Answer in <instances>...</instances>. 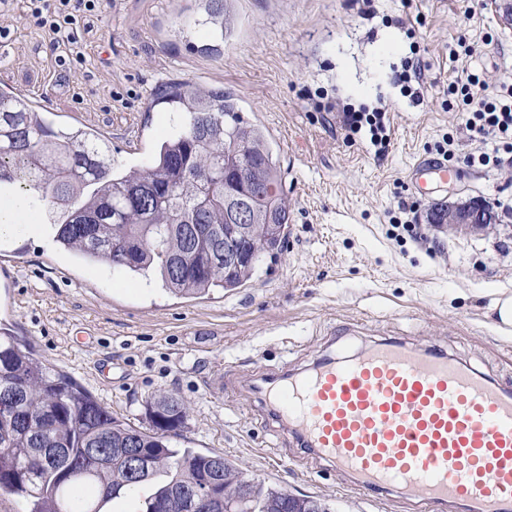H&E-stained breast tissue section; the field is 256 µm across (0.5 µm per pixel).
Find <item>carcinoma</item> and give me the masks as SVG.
Here are the masks:
<instances>
[{"label":"carcinoma","mask_w":512,"mask_h":512,"mask_svg":"<svg viewBox=\"0 0 512 512\" xmlns=\"http://www.w3.org/2000/svg\"><path fill=\"white\" fill-rule=\"evenodd\" d=\"M198 24L224 38L231 18L223 0H203ZM171 101L184 114L182 127L154 146L142 170L124 169L109 142L94 130H55L21 93L0 92V178L36 186L52 202L54 243L84 261L132 275L154 276L176 297L230 291L257 276L264 261L281 253L290 218L281 172L264 128L243 120L222 89L176 90ZM244 173L252 220L245 240L253 257L224 267L214 240L232 222L224 206V166ZM128 246V258L115 246ZM186 258L176 273L172 263ZM17 399L0 408V496L22 498L27 512H110V502L147 486L138 512H187L177 505L182 487L215 486L210 512H224V487L247 478L217 452L178 448L171 439L187 411L174 394L147 403L148 425L112 416L65 375L50 377L31 353L0 337V393ZM140 449L148 467L131 483L129 449ZM240 512H328L311 497L258 482Z\"/></svg>","instance_id":"1"}]
</instances>
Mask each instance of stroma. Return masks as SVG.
<instances>
[{
	"mask_svg": "<svg viewBox=\"0 0 512 512\" xmlns=\"http://www.w3.org/2000/svg\"><path fill=\"white\" fill-rule=\"evenodd\" d=\"M223 41L196 21L198 0H114L91 32L85 59L69 63L30 23L22 0L0 14L11 35L0 89L44 101L53 125L108 130L114 158L146 166L179 120L157 95L171 85L220 88L243 119L262 126L283 179L290 220L280 257L242 288L178 298L56 250L48 239L1 245L0 336L10 335L50 373H62L135 426L152 396L187 408L180 448L224 454L248 476L323 500L330 512H426L358 488L275 436L249 384L379 340L446 351L512 383V176L466 166L492 150L465 128L449 84L469 69L512 84V25L491 0H232ZM472 54L450 62L459 43ZM422 76L403 80L412 62ZM385 111L389 144L377 157L368 128L343 115ZM460 157L456 179L416 196L409 174L444 137ZM402 197L415 198L425 232L395 234ZM479 198L499 221L470 233L432 224L438 205ZM339 335H332V328Z\"/></svg>",
	"mask_w": 512,
	"mask_h": 512,
	"instance_id": "1",
	"label": "stroma"
}]
</instances>
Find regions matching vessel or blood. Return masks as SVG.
Masks as SVG:
<instances>
[{
  "label": "vessel or blood",
  "mask_w": 512,
  "mask_h": 512,
  "mask_svg": "<svg viewBox=\"0 0 512 512\" xmlns=\"http://www.w3.org/2000/svg\"><path fill=\"white\" fill-rule=\"evenodd\" d=\"M454 173L430 159L412 169L419 187L426 176L444 183ZM261 381L279 429L363 489L512 512V385L399 340Z\"/></svg>",
  "instance_id": "obj_1"
}]
</instances>
